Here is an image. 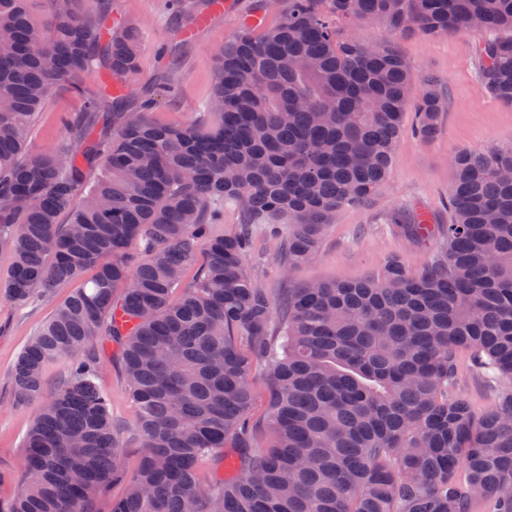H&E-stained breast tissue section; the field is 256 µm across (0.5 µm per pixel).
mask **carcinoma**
<instances>
[{
	"instance_id": "1",
	"label": "carcinoma",
	"mask_w": 512,
	"mask_h": 512,
	"mask_svg": "<svg viewBox=\"0 0 512 512\" xmlns=\"http://www.w3.org/2000/svg\"><path fill=\"white\" fill-rule=\"evenodd\" d=\"M107 11L46 0L38 22L28 0H0V244L14 256L0 295L25 306L94 271L18 358L17 400L41 405L30 481L0 512H512V149L453 156L448 223L402 225L442 234L415 272L390 260L355 282L266 288L245 266L257 224L288 229V264L311 260L336 211L388 177L415 76L392 43L345 38L332 18L512 33V0H286L276 25L216 52L207 111L187 124L153 120L152 98L87 91L91 72H137V28L102 35ZM480 54L483 90L512 104V37ZM59 85L85 109L66 148L30 153ZM445 107L425 77L420 137ZM226 202L242 222L217 236ZM101 334L138 408L131 475L97 384ZM462 352L495 393L480 415L459 390ZM56 360L66 376L46 397ZM258 363L263 439L247 417Z\"/></svg>"
}]
</instances>
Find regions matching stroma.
<instances>
[{
	"label": "stroma",
	"mask_w": 512,
	"mask_h": 512,
	"mask_svg": "<svg viewBox=\"0 0 512 512\" xmlns=\"http://www.w3.org/2000/svg\"><path fill=\"white\" fill-rule=\"evenodd\" d=\"M264 0H230L224 14L186 37L187 24L170 13L166 0H112L104 27L135 24L143 49L138 72L128 81L131 95H149L157 105L154 117L167 123H188L205 111L215 81L214 54L252 16L274 25L275 11L263 10ZM344 36L366 43L389 41L410 65L415 76L433 75L443 82L447 109L436 134L427 140L414 133L416 112L407 104L402 132L393 151L386 184L365 206L339 209L323 232L316 257L285 266L281 239L257 227L253 250L246 258L269 288L282 278L296 284L319 280L355 281L398 259L410 270L420 268L437 249L438 239L414 240L404 231L413 216L427 213L433 223L448 221V192L455 179L451 158L458 151L484 152L512 147V106L486 93L481 86L478 46L481 32L428 36L390 30L385 22L337 20ZM83 109L80 96L56 89L41 109L28 141L34 152H55L64 144L65 115ZM85 278L56 288L50 297L17 308L0 300V500L16 495L26 482L22 465L23 441L36 407L19 403L12 379L16 360L55 308ZM100 387L110 399L113 423L125 441V464L134 467L139 450L137 412L131 403L119 358H104Z\"/></svg>",
	"instance_id": "stroma-1"
}]
</instances>
